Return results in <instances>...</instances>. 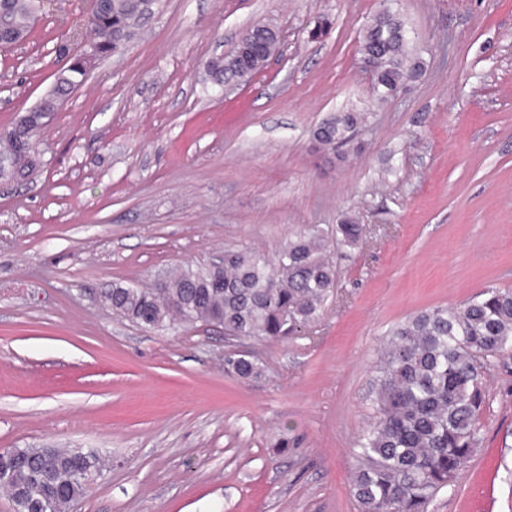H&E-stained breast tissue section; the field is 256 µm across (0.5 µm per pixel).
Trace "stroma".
Returning a JSON list of instances; mask_svg holds the SVG:
<instances>
[{
  "instance_id": "stroma-1",
  "label": "stroma",
  "mask_w": 512,
  "mask_h": 512,
  "mask_svg": "<svg viewBox=\"0 0 512 512\" xmlns=\"http://www.w3.org/2000/svg\"><path fill=\"white\" fill-rule=\"evenodd\" d=\"M88 5L51 0L0 52V128L51 88L57 45L88 39ZM393 7L425 70L379 108L359 44L381 0H160L40 131L43 167L0 182V448L104 456L74 512H357L353 448L389 329L512 289V0ZM323 15L328 36L309 40ZM260 23L278 53L213 91L209 62ZM346 108L368 124L321 149L314 129ZM351 214L367 236L332 252L335 291L288 340L150 330L102 301L227 248L334 240ZM239 349L262 377L225 373ZM484 385L479 445L428 512H512V356Z\"/></svg>"
}]
</instances>
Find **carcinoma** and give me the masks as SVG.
I'll use <instances>...</instances> for the list:
<instances>
[{
  "label": "carcinoma",
  "instance_id": "1",
  "mask_svg": "<svg viewBox=\"0 0 512 512\" xmlns=\"http://www.w3.org/2000/svg\"><path fill=\"white\" fill-rule=\"evenodd\" d=\"M158 0H98L86 20L98 57L129 46ZM46 0H0V26L20 41L31 33ZM406 25L391 10L379 12L363 30L361 57L372 62L376 97L384 102L417 79L424 63L401 38ZM86 65L65 64L52 88L35 105L54 110L61 97L89 76ZM367 121L354 109L327 115L314 129L321 146L352 141ZM42 126L21 115L0 129V178H25L43 162L36 136ZM364 225L347 217L336 225V250L356 245ZM336 284L328 242L317 234H293L271 260L250 248L226 249L208 263L187 267L154 288L115 283L107 300L112 312L150 329L176 323L212 324L247 338L285 340L321 317ZM512 353V291L488 287L454 307L421 311L395 324L375 364L372 384L377 416L356 441L352 485L358 512H426L436 495L454 486L479 443L486 405L483 375L494 360ZM224 371L242 380L263 375L253 355H224ZM28 465L13 469L11 484L29 500L20 512H37L49 501L54 512H71L83 497L89 476L100 471L95 455L57 448L46 484L33 472L43 462L37 448H18Z\"/></svg>",
  "mask_w": 512,
  "mask_h": 512
}]
</instances>
